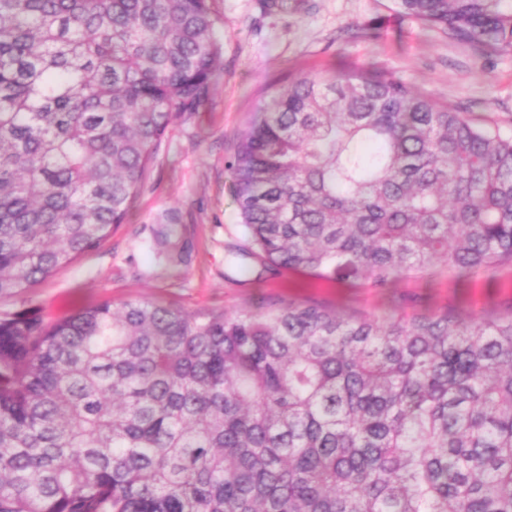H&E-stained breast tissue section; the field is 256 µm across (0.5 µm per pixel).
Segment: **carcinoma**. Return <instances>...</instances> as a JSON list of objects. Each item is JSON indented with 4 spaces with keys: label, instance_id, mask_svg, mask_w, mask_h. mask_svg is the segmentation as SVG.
Listing matches in <instances>:
<instances>
[{
    "label": "carcinoma",
    "instance_id": "obj_1",
    "mask_svg": "<svg viewBox=\"0 0 512 512\" xmlns=\"http://www.w3.org/2000/svg\"><path fill=\"white\" fill-rule=\"evenodd\" d=\"M485 54L512 0H396ZM210 0H0V295L124 223L207 102ZM264 270L385 290L512 268V135L379 69L294 79L238 138ZM0 512H512V311L140 301L0 317Z\"/></svg>",
    "mask_w": 512,
    "mask_h": 512
}]
</instances>
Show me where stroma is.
<instances>
[{"instance_id":"35a3bbf8","label":"stroma","mask_w":512,"mask_h":512,"mask_svg":"<svg viewBox=\"0 0 512 512\" xmlns=\"http://www.w3.org/2000/svg\"><path fill=\"white\" fill-rule=\"evenodd\" d=\"M294 10H265L263 0H211L223 69L200 112L176 116L130 214L98 249L27 294L0 297V316L39 309L52 320L102 302L170 305L187 313H241L258 299L317 300L349 313L410 317L448 306L479 316L512 310V269L491 279L449 285L446 276L408 278L380 292L300 271H262L242 259L249 246L227 165L242 131L269 92L289 77L382 67L466 116L512 133V53L480 50L400 15L394 0H295ZM173 224L182 252L157 244Z\"/></svg>"}]
</instances>
